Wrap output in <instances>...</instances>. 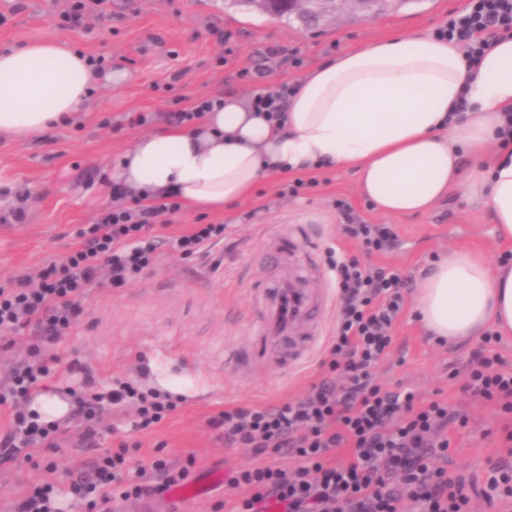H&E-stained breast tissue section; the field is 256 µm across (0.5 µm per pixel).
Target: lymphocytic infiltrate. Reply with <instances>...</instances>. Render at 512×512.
Here are the masks:
<instances>
[{"instance_id": "1", "label": "lymphocytic infiltrate", "mask_w": 512, "mask_h": 512, "mask_svg": "<svg viewBox=\"0 0 512 512\" xmlns=\"http://www.w3.org/2000/svg\"><path fill=\"white\" fill-rule=\"evenodd\" d=\"M437 34L459 44L468 62H477L496 39L512 35V0H468ZM244 76L256 84L249 99L254 109L279 117L291 84H263L259 69ZM180 208L170 200L106 209L78 231L67 262H49L0 283V331L17 334L32 326L41 342L51 345L70 335L87 289L133 282L155 265L166 243L161 230ZM336 208L345 220L344 232L363 252L394 245L391 226L366 223L341 199ZM329 266L340 299L336 332L323 361L329 376L304 398L272 406L230 405L210 417L225 447L249 450L255 458L227 480L230 489L243 490V497L217 501L216 512H264L271 502L284 512H472L464 477L449 474L446 465L448 428L466 426L467 414L443 400L419 401L410 390L384 389L373 378L403 310L404 279L355 257H330ZM500 340L499 332L485 333L484 348L473 357L461 389L511 415L512 370L491 351ZM39 353L38 346L30 347L28 358L12 365L9 386L0 389V405L11 408L0 447L14 456L59 447L67 437L58 424L39 421L27 408L50 375ZM126 405L135 411L137 430L160 423L177 407L170 394L113 378L109 389L74 398L71 418L79 442L94 445L104 419ZM271 448L298 457L299 466L289 471L265 461ZM189 473V466L162 458L133 465L122 449L104 456L92 474L71 471L69 492L86 503L87 512H114L116 500L161 496Z\"/></svg>"}]
</instances>
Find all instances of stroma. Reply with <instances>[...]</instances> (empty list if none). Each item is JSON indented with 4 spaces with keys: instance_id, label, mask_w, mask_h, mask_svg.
<instances>
[{
    "instance_id": "obj_1",
    "label": "stroma",
    "mask_w": 512,
    "mask_h": 512,
    "mask_svg": "<svg viewBox=\"0 0 512 512\" xmlns=\"http://www.w3.org/2000/svg\"><path fill=\"white\" fill-rule=\"evenodd\" d=\"M467 0H421L420 4L357 23L339 19L308 34L263 14L226 10L224 0H85L101 20L88 29L71 28L66 13L72 0H0V48L39 41H63L91 57H104L107 69L126 75L120 86L100 81L88 104L70 123L41 138L0 137V214L24 207L18 224L0 223V281L17 278L48 261L64 262L81 227L94 223L113 206L109 183L115 159L139 136L169 129L168 113L201 97L232 91L248 96L244 69L267 68L268 82H292L319 62L363 43L414 31L435 32L449 13ZM230 32V44L218 42L214 29ZM273 45L299 48L304 63L296 69L275 67L266 50ZM144 114V125L129 118ZM318 187L281 196L292 181L275 173L253 195L221 211L182 208L163 234L168 242L157 264L121 287L90 289L71 335L43 347L41 358L59 356L77 363L78 372H56L49 395L68 399L84 389L85 378L97 388L123 376L181 397L174 413L153 429L132 430V409L113 413L111 430L95 446L70 438L53 450L27 459L0 462V512H16L23 493L53 466L59 487H67L74 467L92 471L99 459L127 444L129 456L146 461L160 455L175 466L190 465L193 478L214 471L230 474L249 466L252 456L225 447L209 417L227 405L271 406L302 398L326 374L321 361L336 326L338 297L328 291L320 317L319 339L296 366L278 369L254 354L236 369L224 356L234 349L252 351L260 323V293H273V262L257 265L267 238L278 225L298 226L316 246L315 258L327 265L329 250L392 268L409 281L451 253H476L498 265L507 245L497 241L485 205L455 192L424 214L389 217L363 197L354 172L338 167L303 171ZM344 199L367 223L392 224L397 242L384 254H363L341 232L337 199ZM194 224H222L224 240L208 256L186 258L171 240ZM480 340L438 344L426 335L412 303L393 332L390 354L374 375L384 388L406 387L422 399H441L465 411L466 427L450 431L448 471L484 486L491 462L502 456L503 418L489 403L461 390ZM219 484L199 499L146 503L117 501L116 512H214L227 493Z\"/></svg>"
}]
</instances>
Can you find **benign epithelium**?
<instances>
[{
	"label": "benign epithelium",
	"mask_w": 512,
	"mask_h": 512,
	"mask_svg": "<svg viewBox=\"0 0 512 512\" xmlns=\"http://www.w3.org/2000/svg\"><path fill=\"white\" fill-rule=\"evenodd\" d=\"M403 0H288L304 30L318 28L332 18L347 14L356 21H373L381 11Z\"/></svg>",
	"instance_id": "7a95c632"
}]
</instances>
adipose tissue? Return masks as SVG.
<instances>
[{
  "instance_id": "ef3b65f1",
  "label": "adipose tissue",
  "mask_w": 512,
  "mask_h": 512,
  "mask_svg": "<svg viewBox=\"0 0 512 512\" xmlns=\"http://www.w3.org/2000/svg\"><path fill=\"white\" fill-rule=\"evenodd\" d=\"M96 73L71 44L0 50V137L28 139L70 121ZM282 121L234 95L185 131L135 139L115 163L126 191L146 204L176 195L214 211L254 193L271 172L310 166L354 170L380 212L429 211L462 191L488 202L496 238L512 243V145L499 143L512 113V37L477 66L455 44L417 32L364 43L299 81ZM416 307L435 336L512 332V267L453 254L422 278Z\"/></svg>"
}]
</instances>
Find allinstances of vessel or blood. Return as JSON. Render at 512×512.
I'll list each match as a JSON object with an SVG mask.
<instances>
[{"label": "vessel or blood", "instance_id": "obj_1", "mask_svg": "<svg viewBox=\"0 0 512 512\" xmlns=\"http://www.w3.org/2000/svg\"><path fill=\"white\" fill-rule=\"evenodd\" d=\"M267 249L280 259L281 270L277 277L280 288L279 301L267 310L257 332L265 354L278 366L297 363L311 349L317 338L311 310L315 302L324 298L317 282L323 281L325 273L319 266H312L310 278L295 274L290 268L291 257L298 252H307L308 242L280 227L267 240Z\"/></svg>", "mask_w": 512, "mask_h": 512}]
</instances>
